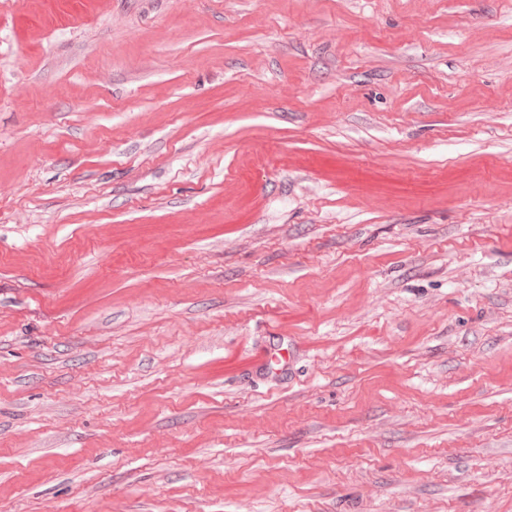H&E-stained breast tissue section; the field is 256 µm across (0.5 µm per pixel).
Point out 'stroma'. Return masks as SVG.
<instances>
[{
	"label": "stroma",
	"mask_w": 512,
	"mask_h": 512,
	"mask_svg": "<svg viewBox=\"0 0 512 512\" xmlns=\"http://www.w3.org/2000/svg\"><path fill=\"white\" fill-rule=\"evenodd\" d=\"M0 512H512V0H0Z\"/></svg>",
	"instance_id": "35a3bbf8"
}]
</instances>
